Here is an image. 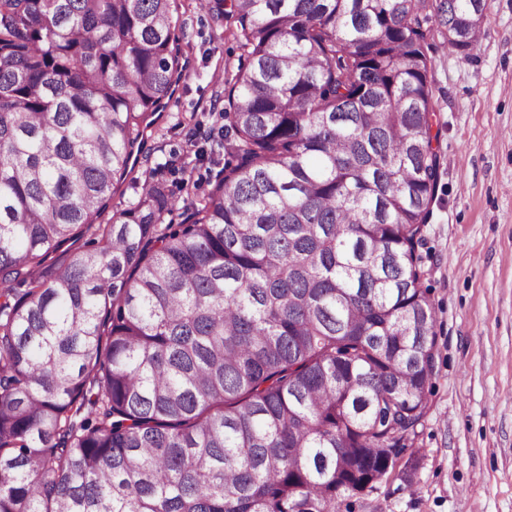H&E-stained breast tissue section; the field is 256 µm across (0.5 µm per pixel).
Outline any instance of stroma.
<instances>
[{"mask_svg": "<svg viewBox=\"0 0 512 512\" xmlns=\"http://www.w3.org/2000/svg\"><path fill=\"white\" fill-rule=\"evenodd\" d=\"M183 68L150 114L128 175L102 215L131 207L165 180L180 201L203 199L228 155L210 140L223 126L224 85L241 51L215 6L179 0ZM429 75L442 175L420 250L435 311L436 357L427 414L376 487L343 493L339 512H512V0H489L471 59L434 37Z\"/></svg>", "mask_w": 512, "mask_h": 512, "instance_id": "35a3bbf8", "label": "stroma"}]
</instances>
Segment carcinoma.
Instances as JSON below:
<instances>
[{"mask_svg":"<svg viewBox=\"0 0 512 512\" xmlns=\"http://www.w3.org/2000/svg\"><path fill=\"white\" fill-rule=\"evenodd\" d=\"M489 0H230L231 160L99 224L178 0H0V512H338L428 408L434 27ZM91 243L74 246L84 234Z\"/></svg>","mask_w":512,"mask_h":512,"instance_id":"carcinoma-1","label":"carcinoma"}]
</instances>
